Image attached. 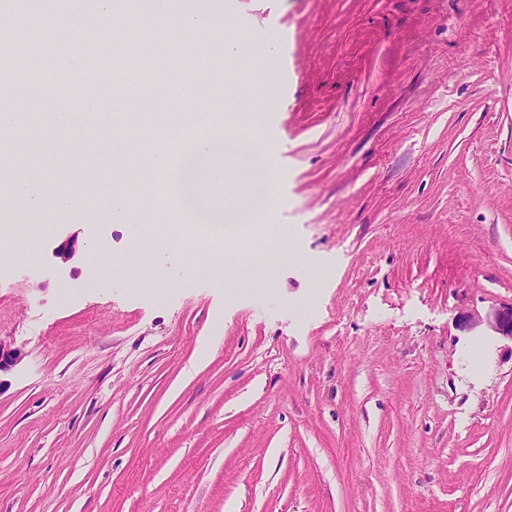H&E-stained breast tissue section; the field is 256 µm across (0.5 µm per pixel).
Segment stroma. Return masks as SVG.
Wrapping results in <instances>:
<instances>
[{
    "mask_svg": "<svg viewBox=\"0 0 512 512\" xmlns=\"http://www.w3.org/2000/svg\"><path fill=\"white\" fill-rule=\"evenodd\" d=\"M38 11L0 39V109L20 116L0 193L18 153L45 194L13 217L37 228L33 264L0 236V339L24 352L0 375V512H512V341L460 327L512 303V0H177L158 39L183 68L128 54L99 97L55 54L30 83L15 41L94 61L154 21L135 0ZM225 38L250 56L223 58ZM181 104L268 151L274 203L226 253L278 229L273 282L173 244L184 216L160 189L107 219L135 180L113 130L137 139ZM104 257L111 281L88 287Z\"/></svg>",
    "mask_w": 512,
    "mask_h": 512,
    "instance_id": "35a3bbf8",
    "label": "stroma"
}]
</instances>
